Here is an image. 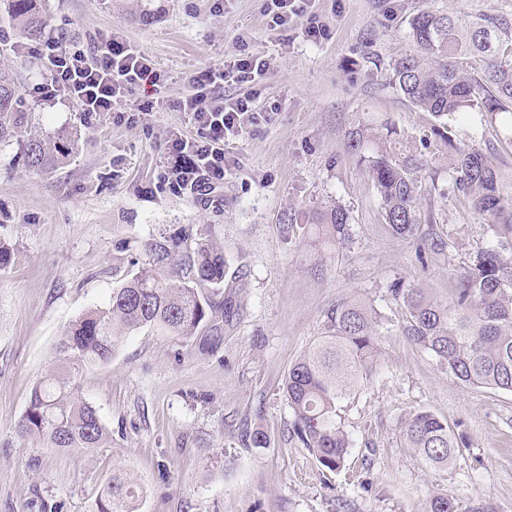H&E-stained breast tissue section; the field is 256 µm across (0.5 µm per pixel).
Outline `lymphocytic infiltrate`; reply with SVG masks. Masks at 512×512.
<instances>
[{"label": "lymphocytic infiltrate", "mask_w": 512, "mask_h": 512, "mask_svg": "<svg viewBox=\"0 0 512 512\" xmlns=\"http://www.w3.org/2000/svg\"><path fill=\"white\" fill-rule=\"evenodd\" d=\"M44 76L33 88L36 98L50 101L63 97L77 106L86 123L112 111L139 85H160L162 75L145 54L110 38L91 46L61 39L45 41ZM265 59L239 53L222 66L207 68L188 80V90L178 104L190 124L202 130L201 139L173 132L168 140L165 178L179 192L206 196L223 184L229 168L224 147L256 124L257 92L225 97L229 83H251L265 75Z\"/></svg>", "instance_id": "1"}]
</instances>
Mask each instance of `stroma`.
I'll use <instances>...</instances> for the list:
<instances>
[{
	"instance_id": "stroma-1",
	"label": "stroma",
	"mask_w": 512,
	"mask_h": 512,
	"mask_svg": "<svg viewBox=\"0 0 512 512\" xmlns=\"http://www.w3.org/2000/svg\"><path fill=\"white\" fill-rule=\"evenodd\" d=\"M49 33L87 42L120 34L165 77L142 85L119 110L145 101L138 122L104 116L87 126L64 100L30 102L12 138L0 142V240L12 248L0 270V512H89L114 470L144 487L139 512H430L434 493L461 508L487 498L512 512V392L466 388L400 332L397 279L438 300L490 240L483 220L431 163L420 229L448 245L418 260L395 237L380 199L346 144L357 122H391L423 136L427 118L389 82L413 50L409 21L421 10L512 21V0H309L297 26L273 29L266 0H38ZM327 36L307 38L308 20ZM246 35L268 71L258 109L270 119L230 141L223 186L203 198L175 194L161 178L172 130L190 138L177 104L190 75L222 65ZM22 93L41 77L33 43L0 11V68ZM460 139L490 149L512 192V136L470 114ZM70 133L72 155L37 172L22 157L31 136ZM340 204L353 239L319 258L289 241L287 217ZM206 239L223 248V293L240 304L231 322L205 323L184 341L144 329L108 364L79 379L112 441L87 453L48 451L15 424L34 382L50 370L69 324L106 302L119 275L145 260L157 235ZM358 296L381 313L382 353L370 380L346 400L341 423L352 446L344 466L322 468L292 433L282 389L290 365L320 336L338 300ZM422 410L447 420L467 446L448 469L425 471L401 427ZM263 427L267 448L250 445Z\"/></svg>"
}]
</instances>
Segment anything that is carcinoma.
<instances>
[{"label": "carcinoma", "instance_id": "cac0c4a2", "mask_svg": "<svg viewBox=\"0 0 512 512\" xmlns=\"http://www.w3.org/2000/svg\"><path fill=\"white\" fill-rule=\"evenodd\" d=\"M20 37L37 42L47 20L37 0H0ZM415 52L391 66L390 84L430 117L429 135L415 141L394 124H360L347 145L357 156L381 201L392 233L415 244L418 255L443 250L433 231L418 235V200L425 151L433 148L448 179L483 216L492 241L478 251L443 303L398 279L388 292L403 313L401 333L467 387L512 392V197L504 194L493 159L481 147L457 139L448 117L471 112L512 129V24L495 15L472 20L420 11L409 22ZM27 111L14 74L0 69V140L12 136ZM71 138H31L24 160L36 170L62 164ZM288 237L301 230L316 252L337 250L351 241V218L341 205L311 215L288 216ZM147 266L112 289L109 302L75 319L57 347V366L34 383L15 425L23 440L55 451L103 448L111 439L98 410L78 395L76 377L109 363L125 337L144 328L188 340L199 327L237 308L213 300L205 290L224 287V251L208 240L193 248L178 237L160 236L144 245ZM382 317L361 300H343L326 313L324 335L288 369L283 390L293 413L294 434L325 469H340L351 447L338 421L341 404L371 376L380 348ZM403 443L428 469H442L464 447L448 422L430 411L405 421ZM143 490L120 470L97 496L91 512H138ZM430 512H459L453 497L438 492Z\"/></svg>", "mask_w": 512, "mask_h": 512}]
</instances>
